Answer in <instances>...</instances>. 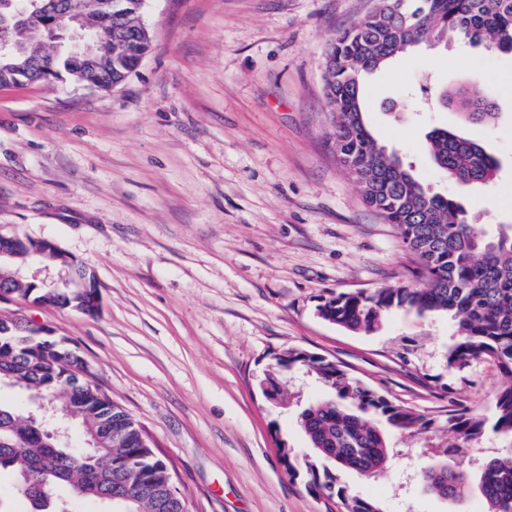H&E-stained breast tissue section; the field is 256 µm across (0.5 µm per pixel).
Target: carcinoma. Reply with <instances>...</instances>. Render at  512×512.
I'll return each instance as SVG.
<instances>
[{"instance_id": "cac0c4a2", "label": "carcinoma", "mask_w": 512, "mask_h": 512, "mask_svg": "<svg viewBox=\"0 0 512 512\" xmlns=\"http://www.w3.org/2000/svg\"><path fill=\"white\" fill-rule=\"evenodd\" d=\"M79 11L86 32L112 54L83 62L46 46L42 31L26 34L27 52L0 61V84L47 83L68 75L98 90L121 84L152 46L142 22L145 0H118L107 15L100 0H63ZM464 38L512 52V0H377L357 26L336 36L325 59V95L336 155L359 188L364 204L386 224L395 225L412 259L413 286L340 293L318 305L320 318L353 333L370 334L390 315L443 312L455 321L448 344V368L490 360L512 378V230L486 237L467 223L455 197L425 189L412 166L390 153L364 121V77L380 70L415 45L432 39ZM437 100L452 106L470 123L494 118L491 97L472 86L441 89ZM425 149L434 164L461 188L491 182L497 160L480 144L452 130L434 128ZM25 258L0 263V286L17 296L59 299L75 306L77 283L55 296L19 276ZM11 342L0 343V386L17 388L46 402L60 392L64 408L93 447L56 442L44 428L0 403V474L8 472L31 512H70L52 497L58 488L115 504L125 512H188L175 489L167 463L143 438L136 422L91 381L74 379L61 390L63 373L81 357L66 341L38 336L18 317H0ZM315 372L329 389L306 404L297 419L311 451L298 458L288 444H277L279 459L291 476L303 472L307 487L341 499L344 512H382L379 501L349 492L345 472L369 479L384 473L389 457L387 430L407 434L428 431L432 421L397 404L350 376L324 356L288 349L273 354L261 381L266 399L283 401L280 377L295 369ZM453 442L430 449L417 473L430 495L462 505L476 491L481 512H512V386L496 394L491 415L461 412L448 416ZM506 444L489 452L487 437Z\"/></svg>"}]
</instances>
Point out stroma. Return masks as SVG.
Here are the masks:
<instances>
[{
    "label": "stroma",
    "mask_w": 512,
    "mask_h": 512,
    "mask_svg": "<svg viewBox=\"0 0 512 512\" xmlns=\"http://www.w3.org/2000/svg\"><path fill=\"white\" fill-rule=\"evenodd\" d=\"M372 0H147L152 48L120 85L69 79L0 86V231L44 238L92 271L89 317L0 304L71 340L91 379L141 427L189 512H342L281 464L298 454L313 376L260 382L275 352L336 362L394 402L431 418L429 432L389 433L386 483L355 474L352 493L383 512H454L414 479L421 451L449 440V411L490 414L512 385L489 361L449 370L450 317L398 312L370 335L321 319L328 297L412 283L395 225L367 208L329 132L323 58ZM478 84L497 115L471 124L434 107L440 88ZM368 128L430 192L457 197L487 236L512 229V55L460 40L430 42L368 76ZM434 128L477 141L494 182L459 189L427 158Z\"/></svg>",
    "instance_id": "obj_1"
}]
</instances>
